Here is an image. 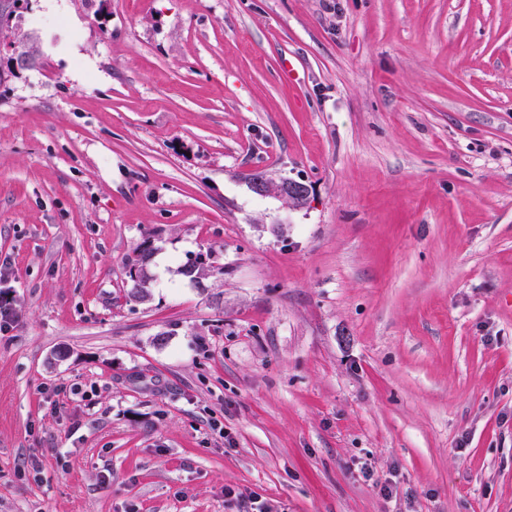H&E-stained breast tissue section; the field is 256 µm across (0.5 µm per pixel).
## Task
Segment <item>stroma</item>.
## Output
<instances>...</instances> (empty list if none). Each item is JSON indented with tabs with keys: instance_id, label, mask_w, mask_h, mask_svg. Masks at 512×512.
Returning a JSON list of instances; mask_svg holds the SVG:
<instances>
[{
	"instance_id": "stroma-1",
	"label": "stroma",
	"mask_w": 512,
	"mask_h": 512,
	"mask_svg": "<svg viewBox=\"0 0 512 512\" xmlns=\"http://www.w3.org/2000/svg\"><path fill=\"white\" fill-rule=\"evenodd\" d=\"M0 39V512H512V0H30ZM249 186L259 196L277 194L299 207L306 204L310 194L309 186L303 181L284 179L275 182L261 173L254 174L250 178ZM151 256L150 250L142 249L137 251L135 257L128 259L126 263L130 294L142 301L147 297L146 288L149 279H146L145 269L148 270Z\"/></svg>"
}]
</instances>
